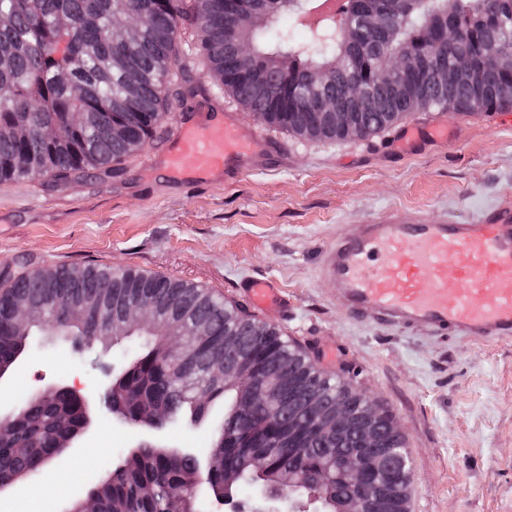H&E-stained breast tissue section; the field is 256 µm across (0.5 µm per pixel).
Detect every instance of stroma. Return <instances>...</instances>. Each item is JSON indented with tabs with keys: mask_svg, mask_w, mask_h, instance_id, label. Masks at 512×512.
Here are the masks:
<instances>
[{
	"mask_svg": "<svg viewBox=\"0 0 512 512\" xmlns=\"http://www.w3.org/2000/svg\"><path fill=\"white\" fill-rule=\"evenodd\" d=\"M181 28L178 65L195 93L174 101L172 119L112 175L94 171L56 185L33 177L0 183V268L54 265L133 268L192 282L248 305L244 281L264 278L287 296L273 324L328 374L352 368L355 389L395 418L411 459L409 512H512V340L483 343L400 331L342 314L315 265L340 224L392 214L476 222L512 193V112L449 117L444 148L399 153L392 131L336 142L302 138L259 121L222 93ZM267 141L236 179L169 176L163 162L177 122L208 124L225 113ZM100 347L77 352L34 336L0 396L9 408L37 384L93 393ZM137 431L100 422L68 453L71 480L45 495L67 512Z\"/></svg>",
	"mask_w": 512,
	"mask_h": 512,
	"instance_id": "obj_1",
	"label": "stroma"
}]
</instances>
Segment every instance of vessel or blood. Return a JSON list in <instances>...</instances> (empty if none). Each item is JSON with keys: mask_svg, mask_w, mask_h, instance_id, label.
I'll return each mask as SVG.
<instances>
[{"mask_svg": "<svg viewBox=\"0 0 512 512\" xmlns=\"http://www.w3.org/2000/svg\"><path fill=\"white\" fill-rule=\"evenodd\" d=\"M448 142V122L401 128L396 147L415 152L423 142ZM259 135L233 114L204 126L179 123L166 156L177 174L231 171L256 155ZM317 274L345 316L436 336H469L486 343L512 339V198L481 221H372L342 224L322 250ZM242 289L268 318L288 310V298L265 279Z\"/></svg>", "mask_w": 512, "mask_h": 512, "instance_id": "1", "label": "vessel or blood"}]
</instances>
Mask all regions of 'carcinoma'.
<instances>
[{
    "label": "carcinoma",
    "mask_w": 512,
    "mask_h": 512,
    "mask_svg": "<svg viewBox=\"0 0 512 512\" xmlns=\"http://www.w3.org/2000/svg\"><path fill=\"white\" fill-rule=\"evenodd\" d=\"M509 0H410L406 11L393 10L390 0H371L382 13L380 24L367 36L350 41L334 24L308 29L294 46L297 26L267 23L252 37L257 53L286 56L288 73L272 80L263 74L253 80L239 77L246 63L237 42L226 30L233 4L230 0H163L151 10L138 39L121 47L130 66L112 64L115 46L110 32L116 12L141 15L154 0H0V183L25 177L66 181L90 170L117 174L122 162L151 141L171 118L170 96L184 98L187 75H176L179 30L189 21L203 38L200 52L218 88L248 111L294 135L342 140L353 133L377 134L414 113L423 101L433 111L482 114L512 108V67L501 58L506 43L492 21L509 13ZM454 17L443 47L434 53L430 67L417 79L393 73L392 82L372 77L379 67H391L399 55L430 52L424 31L427 22L446 13ZM459 59L474 65L468 81L448 79V70ZM362 87L363 104L351 105L347 88ZM135 86L132 104L123 106L129 86ZM321 98L322 112H314L307 99ZM347 112V125L336 123V113ZM74 113L89 115L74 125ZM20 122L26 134L12 129ZM130 128L126 138L112 136V124ZM57 127L59 134L45 141L41 130ZM112 284L103 296L97 285ZM142 299L154 305V318L164 326L185 331L190 377L201 384V394L188 391L160 351L164 336L127 331L125 305ZM24 301L40 312L43 322L32 328L49 336H62L73 344L98 343L92 324H71L64 318L69 307L103 310L116 323L111 337L117 348L113 405L130 417L132 428L142 426L153 410L164 407L174 415H187L198 424L208 419L216 402L224 403L222 420L212 428L209 452L220 463L207 478L208 490L234 496L263 488L275 492L290 467L313 474L323 471L327 459L348 456L362 447L354 430L342 438L305 437L302 453L295 456L279 448L249 459L271 439L277 426H309L314 416L331 412L346 399L353 410L367 399L316 369L307 355L275 328L257 321L245 310L224 301L206 288L131 268L106 267L102 271L58 265L14 276L0 272V364L14 365L25 352V329L15 326L7 311ZM248 360L260 373H277L288 379L293 404L274 410L257 401L242 415L234 414L238 391L224 388V363ZM24 412L13 424L10 442L0 445V459L20 462L16 477H35L62 460L66 432L57 428L63 415L72 427L80 423L78 406L59 395L27 399ZM391 416L382 413L376 425L384 456L382 471L395 478L397 512H405L402 494L410 471L403 436L390 430ZM243 473L242 481L224 485V475ZM192 467L169 455L166 448H132L123 453L88 493L96 496L102 512H164L166 490L193 483Z\"/></svg>",
    "instance_id": "obj_1"
}]
</instances>
